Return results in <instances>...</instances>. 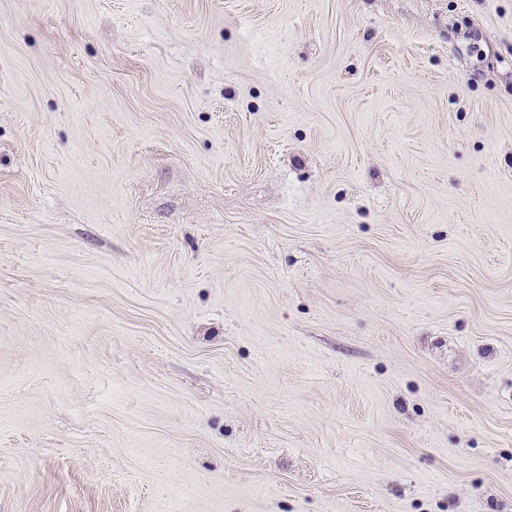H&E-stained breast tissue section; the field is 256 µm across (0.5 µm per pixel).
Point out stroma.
<instances>
[{
    "instance_id": "1",
    "label": "stroma",
    "mask_w": 512,
    "mask_h": 512,
    "mask_svg": "<svg viewBox=\"0 0 512 512\" xmlns=\"http://www.w3.org/2000/svg\"><path fill=\"white\" fill-rule=\"evenodd\" d=\"M0 512H512V0H0Z\"/></svg>"
}]
</instances>
